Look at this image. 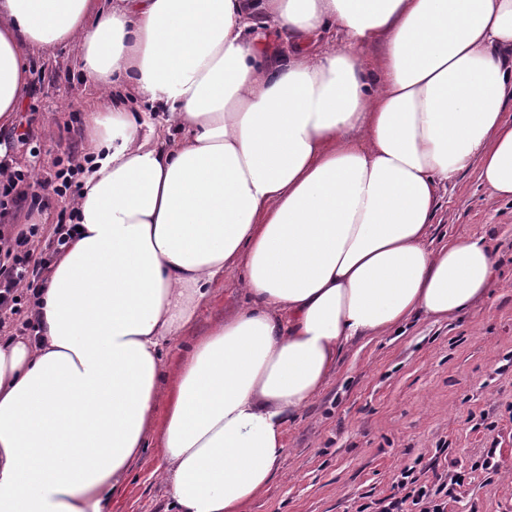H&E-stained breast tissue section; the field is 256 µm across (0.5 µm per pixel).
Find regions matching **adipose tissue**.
<instances>
[{"label": "adipose tissue", "instance_id": "1", "mask_svg": "<svg viewBox=\"0 0 512 512\" xmlns=\"http://www.w3.org/2000/svg\"><path fill=\"white\" fill-rule=\"evenodd\" d=\"M71 41L130 95L87 113L77 230L0 340V512H112L154 427L178 512H243L350 342L491 287L488 245L429 229L469 170L512 200V0H0V127ZM228 272L248 305L161 389Z\"/></svg>", "mask_w": 512, "mask_h": 512}]
</instances>
